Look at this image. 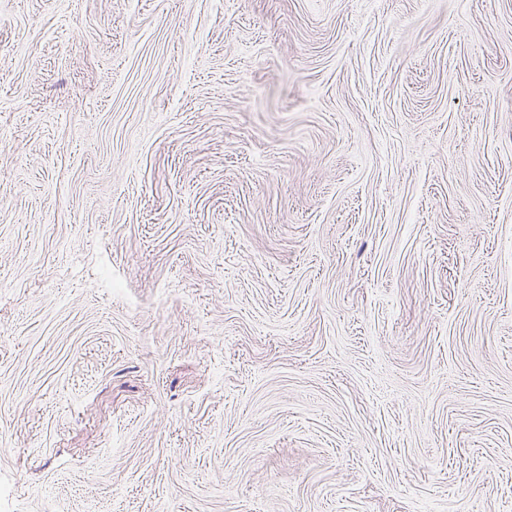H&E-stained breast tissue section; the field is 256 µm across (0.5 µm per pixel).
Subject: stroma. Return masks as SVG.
Wrapping results in <instances>:
<instances>
[{
  "label": "stroma",
  "mask_w": 512,
  "mask_h": 512,
  "mask_svg": "<svg viewBox=\"0 0 512 512\" xmlns=\"http://www.w3.org/2000/svg\"><path fill=\"white\" fill-rule=\"evenodd\" d=\"M0 512H512V0H0Z\"/></svg>",
  "instance_id": "35a3bbf8"
}]
</instances>
